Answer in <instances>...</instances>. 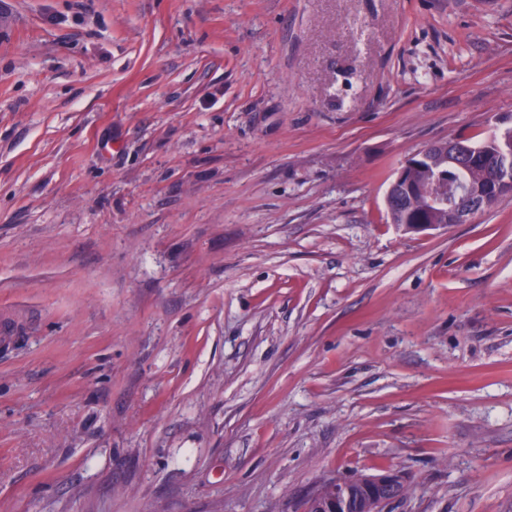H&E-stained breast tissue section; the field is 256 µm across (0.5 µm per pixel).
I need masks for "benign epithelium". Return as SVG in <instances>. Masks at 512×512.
<instances>
[{
	"label": "benign epithelium",
	"mask_w": 512,
	"mask_h": 512,
	"mask_svg": "<svg viewBox=\"0 0 512 512\" xmlns=\"http://www.w3.org/2000/svg\"><path fill=\"white\" fill-rule=\"evenodd\" d=\"M438 150L447 156L450 168L457 167L459 159L469 154L466 145L456 141L425 146L409 155L411 161L403 162L395 171L387 195H394L401 190L414 193L416 186L407 180L408 169H424L423 163L428 161L432 152ZM502 192L512 194V174L508 172L496 180L493 193L478 183L466 185L448 203V223L467 222L481 210L489 208L494 197L500 196ZM327 485L331 486V493L316 491L311 494L307 501V512H384V507L398 498L404 489L403 482L393 474L336 478L327 482Z\"/></svg>",
	"instance_id": "obj_1"
}]
</instances>
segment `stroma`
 <instances>
[{"mask_svg":"<svg viewBox=\"0 0 512 512\" xmlns=\"http://www.w3.org/2000/svg\"><path fill=\"white\" fill-rule=\"evenodd\" d=\"M512 125V0H0V512H512V196L406 232ZM492 135V136H491ZM495 144L493 152L488 156L486 153H478L476 157L473 154L462 160L461 168L448 170V168H455L459 165L458 160L463 155H468L469 150L466 144L453 141L440 142L425 146L409 155L401 166L395 171L393 180L390 183L386 194V200L391 195L398 193L401 190L407 191L410 195L413 194L417 187L407 180V171L410 168H419L424 170L423 163L428 161L427 164L431 172H445L448 175V186L450 188L456 187L459 189L462 185H466L458 194L454 196L451 202H448V209L443 208L438 210L437 213L432 215V220L438 224L427 223L424 216H420L415 223L412 217L417 215V212L422 211L423 201L417 195L413 200L408 199L403 201L402 198L397 197L387 210V217L391 214L392 224H409L404 225L407 230L421 232L426 230H434L440 227H446L447 224H462L471 219L476 213L481 212L482 209L489 208L493 201V194L480 185L483 181L496 173L498 168V148L501 150L512 149V128H505L504 130L495 129L484 139L480 141H473V138H460L469 143L474 148L486 146L488 140ZM440 150L443 155L447 156V160L440 154L433 151ZM410 159L413 161L408 162ZM413 223V224H412ZM331 493L315 491L307 501V512H384L404 489L397 475L336 478L326 483Z\"/></svg>","mask_w":512,"mask_h":512,"instance_id":"1","label":"stroma"}]
</instances>
